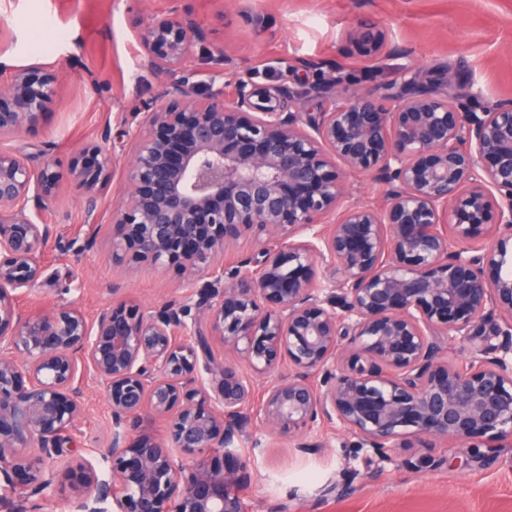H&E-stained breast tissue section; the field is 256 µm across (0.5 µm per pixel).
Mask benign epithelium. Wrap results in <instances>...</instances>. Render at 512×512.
Segmentation results:
<instances>
[{"mask_svg":"<svg viewBox=\"0 0 512 512\" xmlns=\"http://www.w3.org/2000/svg\"><path fill=\"white\" fill-rule=\"evenodd\" d=\"M204 40L180 0L140 32L142 66L180 77L125 132L128 191L111 219L113 263L188 274L177 299H118L92 319L23 312L47 281L60 175L0 148V482L15 491L22 477L27 500L68 474L76 512H245L247 463L228 458L258 425L306 450L339 427L349 456L379 461L448 438L511 447L512 101L480 106L468 83L405 68L377 92L286 112L244 80L230 99L199 92L186 61L224 59ZM349 41L366 56L390 45L367 23ZM57 83L43 66L12 69L0 139L38 127ZM110 138L68 171L89 224L117 167ZM348 172L383 184L384 204H344ZM245 236L260 257L224 265ZM452 343L471 345L466 367L445 360ZM283 361L288 375L261 386ZM89 377L111 413L109 481L66 458ZM145 412L165 437L133 443Z\"/></svg>","mask_w":512,"mask_h":512,"instance_id":"7a95c632","label":"benign epithelium"}]
</instances>
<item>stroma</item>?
<instances>
[{
  "label": "stroma",
  "instance_id": "1",
  "mask_svg": "<svg viewBox=\"0 0 512 512\" xmlns=\"http://www.w3.org/2000/svg\"><path fill=\"white\" fill-rule=\"evenodd\" d=\"M210 48L231 55L237 76L296 111L289 93L306 97L305 111L329 103L313 85L318 68L352 74L349 94L382 86L405 67L445 68L473 83L481 103L512 99V0H186ZM172 0H0V84L14 66L39 62L58 77L59 95L36 129L0 142L35 164L67 173L72 158L96 143L104 127L136 125L163 79L141 65L138 32ZM372 22L397 50L365 61L347 35ZM126 191L121 176L99 198V232L89 230L80 193L62 184L48 223L82 250L61 253L48 242L44 262L54 281L27 311L67 304L94 317L113 295L155 307L181 295L183 278L166 268L125 271L112 263L109 222ZM79 448H105L110 419L95 381L85 389ZM323 448L303 453L257 427L241 448L250 479L242 491L247 512H512V447L471 457L452 440L436 442L428 458L401 449L384 461L347 457L346 432L319 433Z\"/></svg>",
  "mask_w": 512,
  "mask_h": 512
}]
</instances>
